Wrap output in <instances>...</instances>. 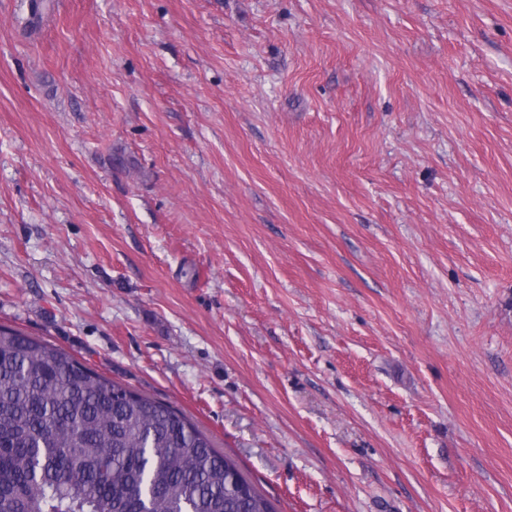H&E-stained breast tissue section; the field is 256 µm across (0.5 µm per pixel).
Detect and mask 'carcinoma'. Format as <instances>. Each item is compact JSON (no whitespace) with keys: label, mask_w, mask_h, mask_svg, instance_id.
<instances>
[{"label":"carcinoma","mask_w":512,"mask_h":512,"mask_svg":"<svg viewBox=\"0 0 512 512\" xmlns=\"http://www.w3.org/2000/svg\"><path fill=\"white\" fill-rule=\"evenodd\" d=\"M0 512H278L182 411L0 325Z\"/></svg>","instance_id":"cac0c4a2"}]
</instances>
